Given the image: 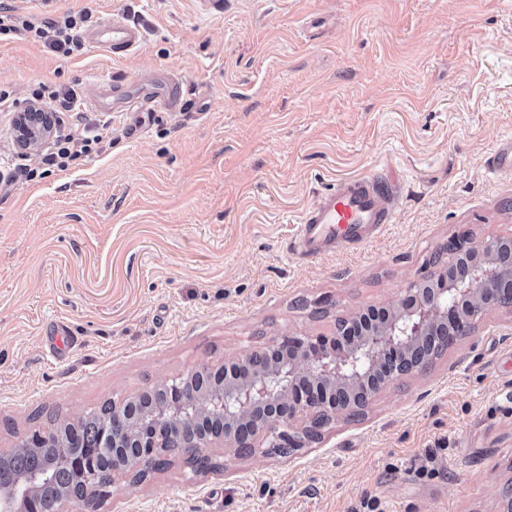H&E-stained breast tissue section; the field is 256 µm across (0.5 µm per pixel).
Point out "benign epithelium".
Segmentation results:
<instances>
[{"instance_id":"1","label":"benign epithelium","mask_w":512,"mask_h":512,"mask_svg":"<svg viewBox=\"0 0 512 512\" xmlns=\"http://www.w3.org/2000/svg\"><path fill=\"white\" fill-rule=\"evenodd\" d=\"M50 129V115L37 108L22 113L15 126L17 145L38 151ZM498 238L473 241L463 236L457 252L445 251L434 262L436 271L411 282L386 305H368L336 320L325 346L324 336H283L224 360V392L205 404L188 379L209 373L194 369L163 383L174 391L165 410L142 421L137 446L124 447L120 436L126 401L112 402V448L137 459L148 471L186 448L199 457L220 449L238 458L267 456L274 448H309L306 432L315 418L363 414L365 406L348 405L335 394L308 392L319 383L351 386L376 370L385 384L427 372L434 359L411 355L424 337L448 336L452 341L473 335L477 321L488 311L512 310V288L506 286L501 265L493 260ZM20 490L0 483V512H21Z\"/></svg>"}]
</instances>
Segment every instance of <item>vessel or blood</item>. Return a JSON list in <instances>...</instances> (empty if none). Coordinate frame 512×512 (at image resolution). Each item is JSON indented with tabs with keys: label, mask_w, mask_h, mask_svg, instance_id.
<instances>
[{
	"label": "vessel or blood",
	"mask_w": 512,
	"mask_h": 512,
	"mask_svg": "<svg viewBox=\"0 0 512 512\" xmlns=\"http://www.w3.org/2000/svg\"><path fill=\"white\" fill-rule=\"evenodd\" d=\"M82 39L91 48H104L119 57L135 52L144 41V32L141 26L125 19L109 24L96 22L83 31ZM88 103L98 112H126L134 104L147 111L155 104L175 107L179 96L175 83L161 75L140 84L133 98L120 85L101 84L90 94ZM402 194V183L392 177L372 176L339 183L335 190L318 195L307 207L289 245L290 254L307 261L366 244L383 233Z\"/></svg>",
	"instance_id": "vessel-or-blood-1"
}]
</instances>
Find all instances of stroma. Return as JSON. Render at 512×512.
Here are the masks:
<instances>
[{"mask_svg":"<svg viewBox=\"0 0 512 512\" xmlns=\"http://www.w3.org/2000/svg\"><path fill=\"white\" fill-rule=\"evenodd\" d=\"M53 18L92 7L145 30L127 57L61 58L0 39V86L83 94L171 74L181 111L84 110L96 153L0 192V454L104 402L269 339L330 334L398 298L462 234L512 235V0H8ZM391 172L382 235L310 262L288 247L315 194ZM74 347L54 351L49 323ZM434 476H420L427 454ZM195 474L173 459L67 512H500L512 482V312L493 310L423 375L337 418L319 443Z\"/></svg>","mask_w":512,"mask_h":512,"instance_id":"1","label":"stroma"}]
</instances>
